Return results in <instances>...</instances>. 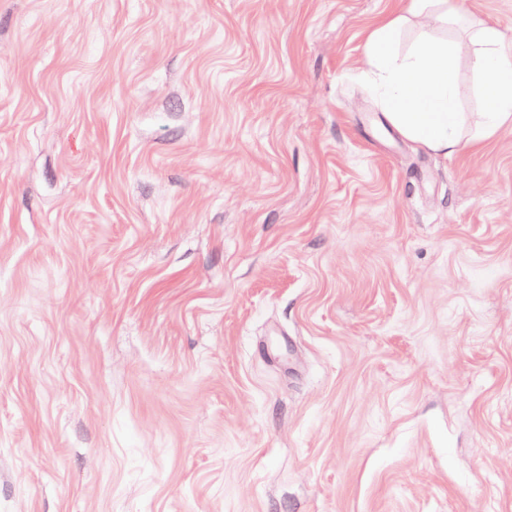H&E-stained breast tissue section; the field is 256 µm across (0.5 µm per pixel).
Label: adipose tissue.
<instances>
[{
    "instance_id": "ef3b65f1",
    "label": "adipose tissue",
    "mask_w": 512,
    "mask_h": 512,
    "mask_svg": "<svg viewBox=\"0 0 512 512\" xmlns=\"http://www.w3.org/2000/svg\"><path fill=\"white\" fill-rule=\"evenodd\" d=\"M450 0H408L406 15L446 21ZM406 15L381 23L374 31L369 56L375 68L376 92L392 126L419 146L443 155L456 152L462 116L457 109L450 42L421 38L406 54L396 41ZM475 39V69L485 79V132L512 117V40L483 24Z\"/></svg>"
}]
</instances>
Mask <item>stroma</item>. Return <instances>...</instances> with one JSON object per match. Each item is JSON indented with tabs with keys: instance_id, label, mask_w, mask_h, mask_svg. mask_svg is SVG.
I'll return each instance as SVG.
<instances>
[{
	"instance_id": "35a3bbf8",
	"label": "stroma",
	"mask_w": 512,
	"mask_h": 512,
	"mask_svg": "<svg viewBox=\"0 0 512 512\" xmlns=\"http://www.w3.org/2000/svg\"><path fill=\"white\" fill-rule=\"evenodd\" d=\"M453 3L444 157L406 0H0V512H512V0ZM396 16L374 31L369 56L376 92L392 126L419 146L448 156L461 139L450 42L422 37L406 54L396 51L401 26ZM474 38L480 45L474 67L485 79L487 106L479 135L484 137L512 117V40L488 24H481Z\"/></svg>"
}]
</instances>
